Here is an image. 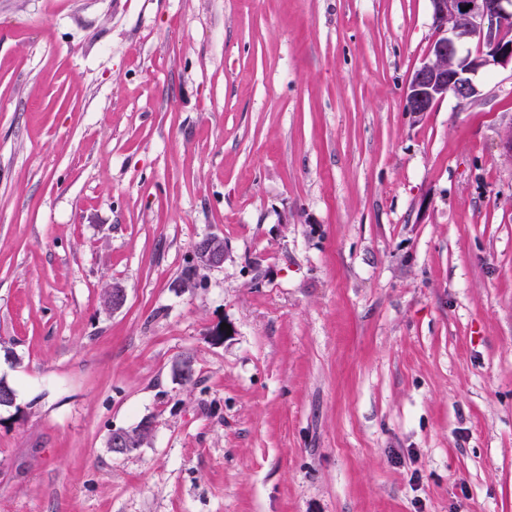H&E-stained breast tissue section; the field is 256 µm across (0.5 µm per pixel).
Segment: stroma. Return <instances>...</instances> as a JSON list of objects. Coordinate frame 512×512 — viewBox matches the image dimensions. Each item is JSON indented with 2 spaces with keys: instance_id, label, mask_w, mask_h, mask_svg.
Here are the masks:
<instances>
[{
  "instance_id": "35a3bbf8",
  "label": "stroma",
  "mask_w": 512,
  "mask_h": 512,
  "mask_svg": "<svg viewBox=\"0 0 512 512\" xmlns=\"http://www.w3.org/2000/svg\"><path fill=\"white\" fill-rule=\"evenodd\" d=\"M435 34L0 0V512H512V71L406 111ZM224 257V240L218 236L210 235L198 242L191 259V265L212 270L223 266ZM145 421L149 420H143L135 428L129 429L128 435L130 439V445L132 448H128L126 446L127 436L125 429H112V433L116 434L112 436L111 433L110 436H108L106 441L107 448H109L115 455H128L136 451L138 448L142 446V443L147 438L150 432V427H142V424Z\"/></svg>"
}]
</instances>
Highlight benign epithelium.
Here are the masks:
<instances>
[{
    "mask_svg": "<svg viewBox=\"0 0 512 512\" xmlns=\"http://www.w3.org/2000/svg\"><path fill=\"white\" fill-rule=\"evenodd\" d=\"M437 35L426 59L412 73L405 91L409 112H430L448 97L479 98L477 77L496 68H512V0H430ZM468 10H463V7ZM470 44L476 50L462 51ZM224 240L210 235L195 249L191 265L216 269L224 265Z\"/></svg>",
    "mask_w": 512,
    "mask_h": 512,
    "instance_id": "1",
    "label": "benign epithelium"
}]
</instances>
